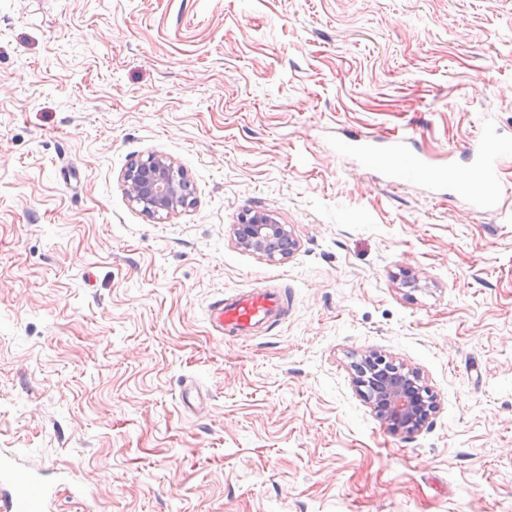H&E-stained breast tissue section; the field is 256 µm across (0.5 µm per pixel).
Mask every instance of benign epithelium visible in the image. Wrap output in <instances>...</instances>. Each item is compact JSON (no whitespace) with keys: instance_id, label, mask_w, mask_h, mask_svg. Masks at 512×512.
Segmentation results:
<instances>
[{"instance_id":"7a95c632","label":"benign epithelium","mask_w":512,"mask_h":512,"mask_svg":"<svg viewBox=\"0 0 512 512\" xmlns=\"http://www.w3.org/2000/svg\"><path fill=\"white\" fill-rule=\"evenodd\" d=\"M123 184L130 201L150 218L159 219L189 205L191 185L186 173L163 155L130 163ZM234 238L240 249L275 262L287 260L298 248L292 229L269 211L244 212L234 225ZM350 368L356 391L387 428L414 434L436 413V398L417 369L378 351L361 354Z\"/></svg>"}]
</instances>
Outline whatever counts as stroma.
Returning a JSON list of instances; mask_svg holds the SVG:
<instances>
[{
    "label": "stroma",
    "mask_w": 512,
    "mask_h": 512,
    "mask_svg": "<svg viewBox=\"0 0 512 512\" xmlns=\"http://www.w3.org/2000/svg\"><path fill=\"white\" fill-rule=\"evenodd\" d=\"M512 137V0H0V453L56 512H512V211L394 187L336 150L415 135L466 165ZM193 203L132 204L127 164ZM247 210L299 246L239 249ZM288 316L212 335L261 285ZM376 350L438 412L393 432ZM126 195L150 218L161 219L189 205L191 185L186 173L163 155L131 162L123 173ZM288 316V296L279 288L263 285L211 303L208 321L220 338L254 336ZM350 368L356 391L387 428L414 434L436 413V398L416 368L378 351L361 354Z\"/></svg>",
    "instance_id": "35a3bbf8"
}]
</instances>
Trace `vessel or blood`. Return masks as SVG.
<instances>
[{
  "label": "vessel or blood",
  "mask_w": 512,
  "mask_h": 512,
  "mask_svg": "<svg viewBox=\"0 0 512 512\" xmlns=\"http://www.w3.org/2000/svg\"><path fill=\"white\" fill-rule=\"evenodd\" d=\"M413 142V137L405 133L390 135L381 142L371 136L349 134L337 142L336 149L378 170L390 185L419 182L437 189L455 188L450 167L434 165L429 157L413 149ZM511 155L512 141L484 130L476 135L470 148V170L479 186L465 196L470 210L481 214L503 211L500 172L504 159ZM287 315V295L264 285L212 302L208 321L216 336L240 338L268 330ZM55 499V492L29 471L0 457V512H50Z\"/></svg>",
  "instance_id": "b4317fda"
}]
</instances>
